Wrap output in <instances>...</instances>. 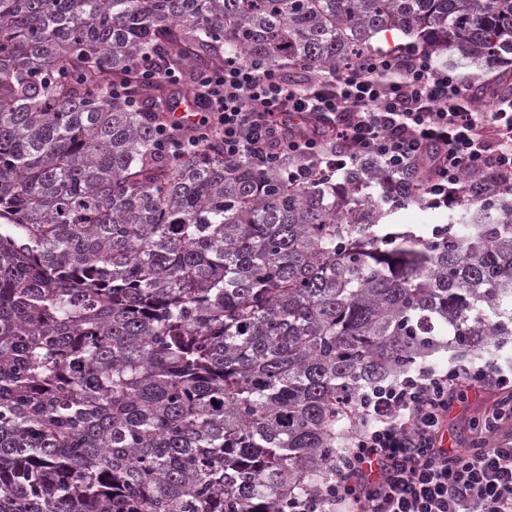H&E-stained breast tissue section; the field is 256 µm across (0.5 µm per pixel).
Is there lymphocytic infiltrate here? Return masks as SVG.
Segmentation results:
<instances>
[{"mask_svg":"<svg viewBox=\"0 0 512 512\" xmlns=\"http://www.w3.org/2000/svg\"><path fill=\"white\" fill-rule=\"evenodd\" d=\"M140 76L174 94L187 83L198 90L196 135L168 144L179 157L207 142L281 169L292 185L373 160L393 179L425 171L439 206L465 173L490 169L512 181V95L498 111H477L470 81L409 45L364 52L311 86L249 60L199 74L148 63ZM470 388L511 391L512 371L423 367L373 391L362 408L375 423L337 457L325 491L289 512H512V435L478 453L442 444L448 411Z\"/></svg>","mask_w":512,"mask_h":512,"instance_id":"1","label":"lymphocytic infiltrate"}]
</instances>
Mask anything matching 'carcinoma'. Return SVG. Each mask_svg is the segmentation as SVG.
Listing matches in <instances>:
<instances>
[{
	"label": "carcinoma",
	"mask_w": 512,
	"mask_h": 512,
	"mask_svg": "<svg viewBox=\"0 0 512 512\" xmlns=\"http://www.w3.org/2000/svg\"><path fill=\"white\" fill-rule=\"evenodd\" d=\"M397 29L512 90V0H0V512H288L361 395L512 338V186L169 155L139 63L308 83ZM121 83L137 101L112 96ZM396 218L399 224H411L414 226L446 224L448 223V208L442 206L422 211L416 206H408L399 210Z\"/></svg>",
	"instance_id": "obj_1"
}]
</instances>
